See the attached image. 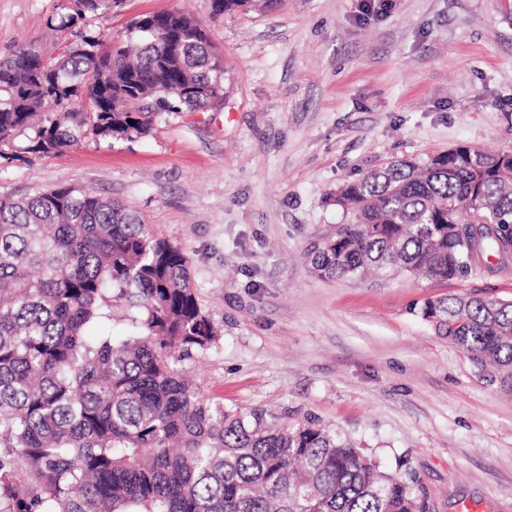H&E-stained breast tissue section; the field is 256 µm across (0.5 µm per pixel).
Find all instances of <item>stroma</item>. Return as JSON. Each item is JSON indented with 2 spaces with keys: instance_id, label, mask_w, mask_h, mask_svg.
<instances>
[{
  "instance_id": "1",
  "label": "stroma",
  "mask_w": 512,
  "mask_h": 512,
  "mask_svg": "<svg viewBox=\"0 0 512 512\" xmlns=\"http://www.w3.org/2000/svg\"><path fill=\"white\" fill-rule=\"evenodd\" d=\"M57 3L0 0V56L31 41L56 52ZM163 10L205 19L223 107L60 156L23 152L19 135L0 148V198L93 189L177 244L220 330L182 363L204 395L339 430L382 470L416 473L430 512H512V391L418 314L449 294L512 299V267L441 284L322 278L307 258L353 220L338 187L387 160L512 149V23L496 0H283L216 21L204 0H125L87 25L110 39Z\"/></svg>"
}]
</instances>
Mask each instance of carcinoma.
Returning <instances> with one entry per match:
<instances>
[{"label":"carcinoma","instance_id":"obj_1","mask_svg":"<svg viewBox=\"0 0 512 512\" xmlns=\"http://www.w3.org/2000/svg\"><path fill=\"white\" fill-rule=\"evenodd\" d=\"M281 0H206L216 20ZM112 0H60L68 36L48 58L27 43L0 58V146L63 154L88 137L136 140L164 112L224 103L223 55L177 11L130 21L131 41L85 26ZM59 112L34 125L48 104ZM134 123H129V120ZM353 215L313 247L320 276L368 270L445 282L512 263V156L468 145L425 164L392 160L336 191ZM132 334L98 332L112 301ZM486 381L512 388V300L429 298L419 309ZM218 330L188 258L121 202L60 185L0 200V512H420L417 481L364 459L314 420L233 411L180 362Z\"/></svg>","mask_w":512,"mask_h":512}]
</instances>
